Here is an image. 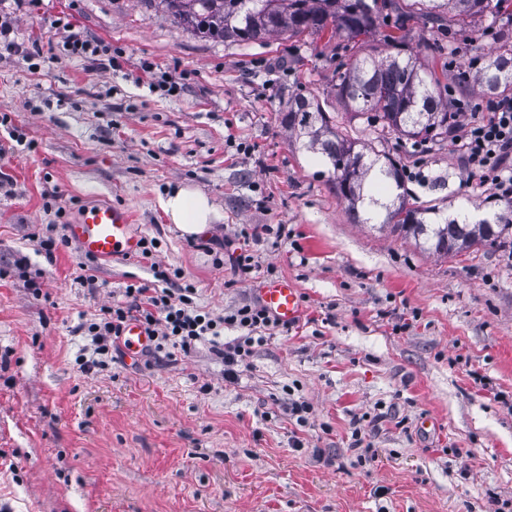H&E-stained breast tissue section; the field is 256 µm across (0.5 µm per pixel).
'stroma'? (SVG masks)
Here are the masks:
<instances>
[{
  "mask_svg": "<svg viewBox=\"0 0 512 512\" xmlns=\"http://www.w3.org/2000/svg\"><path fill=\"white\" fill-rule=\"evenodd\" d=\"M0 14L11 42L43 47L0 48V116L31 143L0 156V512H512V229L440 256L355 222L279 121L290 95L316 96L349 138L419 173L410 206L501 213L459 126L441 143L381 140L337 98L341 63L375 42H224L144 0H0ZM62 16L115 52L110 68L64 49ZM507 40L503 12L444 34L418 18L405 48L426 71L459 53L454 112L487 100L475 63ZM434 41L443 54L423 51ZM179 185L222 220L197 237L169 224L159 200ZM93 202L130 209L198 306L221 316L285 278L302 320L271 329L231 381L204 344L82 369L86 324L153 279L121 256L87 275L72 243L39 253Z\"/></svg>",
  "mask_w": 512,
  "mask_h": 512,
  "instance_id": "35a3bbf8",
  "label": "stroma"
}]
</instances>
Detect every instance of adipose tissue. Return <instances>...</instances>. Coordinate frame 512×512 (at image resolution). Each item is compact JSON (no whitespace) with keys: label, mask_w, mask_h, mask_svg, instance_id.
<instances>
[{"label":"adipose tissue","mask_w":512,"mask_h":512,"mask_svg":"<svg viewBox=\"0 0 512 512\" xmlns=\"http://www.w3.org/2000/svg\"><path fill=\"white\" fill-rule=\"evenodd\" d=\"M160 205L169 223L175 224L186 235L203 234L222 218L209 196L189 186L166 192L160 199Z\"/></svg>","instance_id":"1"}]
</instances>
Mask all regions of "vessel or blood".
Returning <instances> with one entry per match:
<instances>
[{
    "label": "vessel or blood",
    "instance_id": "b4317fda",
    "mask_svg": "<svg viewBox=\"0 0 512 512\" xmlns=\"http://www.w3.org/2000/svg\"><path fill=\"white\" fill-rule=\"evenodd\" d=\"M66 235L84 256L109 260L115 256L132 257L141 249V237L134 228L131 213L112 204H95L83 208L66 226ZM263 306L283 326H292L302 316L300 293L285 279L265 282L260 290ZM128 355L137 356L152 344L151 337L135 321L124 329Z\"/></svg>",
    "mask_w": 512,
    "mask_h": 512
}]
</instances>
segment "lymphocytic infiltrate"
<instances>
[{"label":"lymphocytic infiltrate","instance_id":"1","mask_svg":"<svg viewBox=\"0 0 512 512\" xmlns=\"http://www.w3.org/2000/svg\"><path fill=\"white\" fill-rule=\"evenodd\" d=\"M462 133L457 141L480 186L490 187L495 195L512 199V96L500 95L463 112ZM156 242H149L141 253L156 278L155 284L132 283L124 290L122 302L102 307L97 321L86 324L96 355L111 353L121 341L128 321L142 324L158 343L174 352L191 354L197 344L209 342L211 352L225 364L234 365L249 357L255 342L254 331L269 326L270 317L260 307L244 305L230 314L217 316L199 308L192 284L171 290V274L156 259ZM241 334L223 341L225 327Z\"/></svg>","mask_w":512,"mask_h":512}]
</instances>
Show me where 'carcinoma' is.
<instances>
[{"instance_id":"carcinoma-1","label":"carcinoma","mask_w":512,"mask_h":512,"mask_svg":"<svg viewBox=\"0 0 512 512\" xmlns=\"http://www.w3.org/2000/svg\"><path fill=\"white\" fill-rule=\"evenodd\" d=\"M505 0H417V13L443 27L445 22L465 26L493 11ZM179 26L204 37L224 41H253L271 35L296 36L309 33L344 36L366 43L381 37L395 48L402 44L406 21L412 12L397 0H159ZM395 13L392 31L380 32L383 11ZM478 80L492 94L512 91V46L499 48L487 57ZM336 96L351 107L353 115L365 119L379 131V137L400 134L441 141L448 138V93L434 73L421 72L416 54L405 57L390 53L357 57L347 64L336 84ZM281 123L295 137V143L318 153L330 165V181L336 195L348 203L354 220H359L357 203L368 200L370 210L364 223L381 221L414 240H423L427 250L437 255L458 253L474 244L497 240L512 226L509 215L496 225L468 224L440 213L436 206L415 209L400 204L379 219L374 194L389 188V180L401 186L393 163L381 165L373 146L346 139L332 123L319 102L304 95L293 98Z\"/></svg>"}]
</instances>
